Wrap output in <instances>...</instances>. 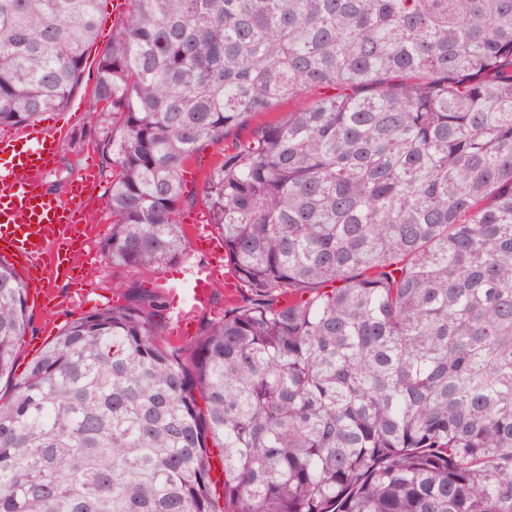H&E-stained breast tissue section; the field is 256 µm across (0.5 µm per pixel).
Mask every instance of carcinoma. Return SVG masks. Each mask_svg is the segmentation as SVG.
I'll return each mask as SVG.
<instances>
[{
    "label": "carcinoma",
    "mask_w": 512,
    "mask_h": 512,
    "mask_svg": "<svg viewBox=\"0 0 512 512\" xmlns=\"http://www.w3.org/2000/svg\"><path fill=\"white\" fill-rule=\"evenodd\" d=\"M129 2L91 91L129 277L19 373L0 257V512H512V0ZM98 3L0 0V129L70 103ZM237 129L200 196L246 294L186 357L137 274Z\"/></svg>",
    "instance_id": "1"
}]
</instances>
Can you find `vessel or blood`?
I'll return each mask as SVG.
<instances>
[{
	"mask_svg": "<svg viewBox=\"0 0 512 512\" xmlns=\"http://www.w3.org/2000/svg\"><path fill=\"white\" fill-rule=\"evenodd\" d=\"M56 157L50 134L37 124L0 134V256L21 268L29 299L47 308L50 284L75 260L76 244L99 234L97 224L82 223L81 213L94 199L98 175L85 171L67 198L50 192L41 179ZM192 245L206 249L207 265L193 271L171 272L178 288L170 293L178 334H185L194 317L211 307L216 284L233 293L236 283L224 276V242L207 225L190 217Z\"/></svg>",
	"mask_w": 512,
	"mask_h": 512,
	"instance_id": "b4317fda",
	"label": "vessel or blood"
}]
</instances>
